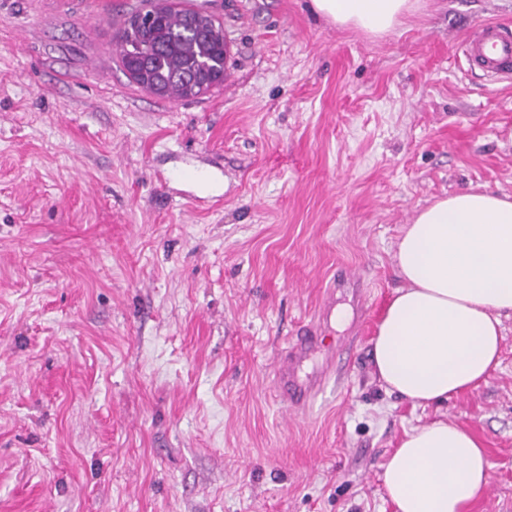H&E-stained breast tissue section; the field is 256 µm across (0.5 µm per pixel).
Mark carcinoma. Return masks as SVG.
Returning a JSON list of instances; mask_svg holds the SVG:
<instances>
[{"mask_svg":"<svg viewBox=\"0 0 512 512\" xmlns=\"http://www.w3.org/2000/svg\"><path fill=\"white\" fill-rule=\"evenodd\" d=\"M178 0H141L114 36L115 54L129 79L161 98L196 100L224 84L227 43L223 24ZM153 15L136 24L142 12Z\"/></svg>","mask_w":512,"mask_h":512,"instance_id":"cac0c4a2","label":"carcinoma"}]
</instances>
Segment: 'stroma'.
<instances>
[{
  "label": "stroma",
  "instance_id": "obj_1",
  "mask_svg": "<svg viewBox=\"0 0 512 512\" xmlns=\"http://www.w3.org/2000/svg\"><path fill=\"white\" fill-rule=\"evenodd\" d=\"M92 2L0 0V512H394L382 466L435 420L485 450L467 512H512V317L486 383L424 408L371 353L417 209L512 196V85L459 52L512 0H421L381 36L196 0L230 55L195 101L121 70L140 0ZM348 266L336 375L291 416L273 360Z\"/></svg>",
  "mask_w": 512,
  "mask_h": 512
}]
</instances>
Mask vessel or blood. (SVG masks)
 I'll return each mask as SVG.
<instances>
[{"mask_svg":"<svg viewBox=\"0 0 512 512\" xmlns=\"http://www.w3.org/2000/svg\"><path fill=\"white\" fill-rule=\"evenodd\" d=\"M460 50L470 69L481 72L488 82L512 81V26L484 22L468 34ZM318 344V323L307 324L286 340L275 359L274 390L284 407L297 414L305 412L309 401L336 372L334 362L329 361L312 375L302 376L301 368Z\"/></svg>","mask_w":512,"mask_h":512,"instance_id":"obj_1","label":"vessel or blood"}]
</instances>
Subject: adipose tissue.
I'll return each instance as SVG.
<instances>
[{
	"label": "adipose tissue",
	"instance_id": "ef3b65f1",
	"mask_svg": "<svg viewBox=\"0 0 512 512\" xmlns=\"http://www.w3.org/2000/svg\"><path fill=\"white\" fill-rule=\"evenodd\" d=\"M416 0H312L339 26L391 32ZM404 282L372 339L387 391L428 406L478 388L499 365L512 316V197L460 192L417 211L395 254ZM489 464L468 430L438 420L405 432L382 466L395 512H464Z\"/></svg>",
	"mask_w": 512,
	"mask_h": 512
}]
</instances>
